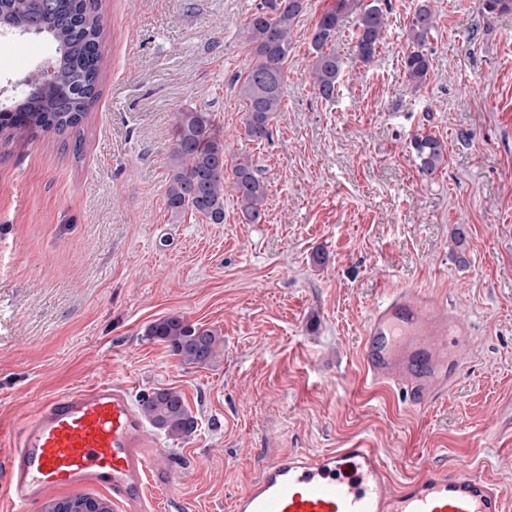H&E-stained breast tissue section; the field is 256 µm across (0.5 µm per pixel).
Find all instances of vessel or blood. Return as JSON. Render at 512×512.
<instances>
[{
	"mask_svg": "<svg viewBox=\"0 0 512 512\" xmlns=\"http://www.w3.org/2000/svg\"><path fill=\"white\" fill-rule=\"evenodd\" d=\"M359 354L366 378L396 388L409 407L447 397L464 370L472 327L446 299L394 288L372 305ZM148 449V431L126 385L96 383L44 400L15 439L0 431L9 512H26L52 489L93 483L126 512H139L149 484L168 471ZM498 482L460 463L420 465L395 483L375 448L319 454L295 450L258 467L232 500V512H507Z\"/></svg>",
	"mask_w": 512,
	"mask_h": 512,
	"instance_id": "vessel-or-blood-1",
	"label": "vessel or blood"
}]
</instances>
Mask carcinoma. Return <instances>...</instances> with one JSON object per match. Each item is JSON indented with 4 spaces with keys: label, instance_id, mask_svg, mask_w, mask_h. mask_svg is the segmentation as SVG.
Segmentation results:
<instances>
[{
    "label": "carcinoma",
    "instance_id": "cac0c4a2",
    "mask_svg": "<svg viewBox=\"0 0 512 512\" xmlns=\"http://www.w3.org/2000/svg\"><path fill=\"white\" fill-rule=\"evenodd\" d=\"M305 0H261L246 22L254 46L252 61L241 78L239 92L248 114L245 135L260 143L271 136L270 121L283 111L284 63L291 51V34ZM384 0H369L357 16L359 33L355 55L370 62L378 52L387 29ZM357 0H336L323 12L312 31L311 77L318 95L330 101L339 90L342 62L333 48L339 18L357 9ZM436 27L430 0H420L408 21L411 49L404 60L407 81L415 88L427 80L430 70L425 47ZM16 36L41 35L56 45L53 87L28 92L0 112V137L13 132L63 135L75 131L86 119L99 94L103 59L100 45L104 21L96 0H0V31ZM174 149L170 157L172 175L166 188V205L173 212L190 209L211 224L224 223V171L227 168L224 138L208 112L177 114ZM419 160V172L433 175L445 156V145L431 134L411 140ZM239 193L240 213L247 224L265 219L267 186L247 156L232 164ZM145 335L167 345L185 363L210 364L223 343L218 331L191 325L170 316L151 323ZM146 420L172 436L187 437L196 430V420L183 395L174 389H159L140 401Z\"/></svg>",
    "mask_w": 512,
    "mask_h": 512
}]
</instances>
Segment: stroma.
I'll return each instance as SVG.
<instances>
[{"mask_svg":"<svg viewBox=\"0 0 512 512\" xmlns=\"http://www.w3.org/2000/svg\"><path fill=\"white\" fill-rule=\"evenodd\" d=\"M260 0H98L100 94L78 135L0 142V422L98 382L133 397L172 388L194 434L150 428L167 486L149 512H230L262 461L300 448H375L396 482L423 462L482 471L512 496V12L431 0L425 84L407 83L417 0H387L377 55L354 54L356 15L339 22L340 90L310 78L311 32L334 0H305L269 139L245 136L237 79ZM55 48L0 35V89ZM210 113L228 160L248 156L266 217L243 223L232 175L224 221L166 205L178 113ZM442 140L423 177L415 135ZM465 234L464 246L454 241ZM449 298L473 326L470 361L446 399L413 410L365 381L361 330L388 286ZM167 316L219 332L209 365L146 336Z\"/></svg>","mask_w":512,"mask_h":512,"instance_id":"1","label":"stroma"}]
</instances>
